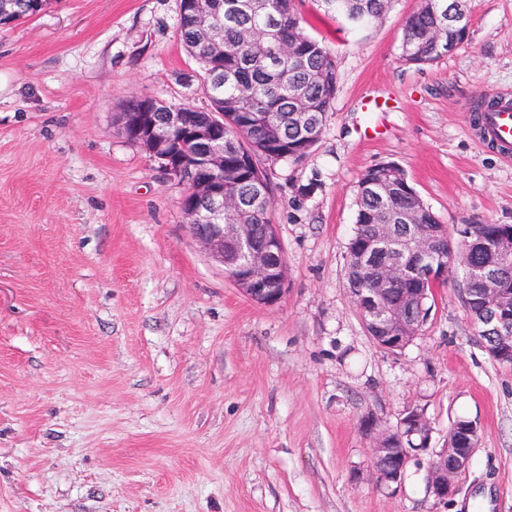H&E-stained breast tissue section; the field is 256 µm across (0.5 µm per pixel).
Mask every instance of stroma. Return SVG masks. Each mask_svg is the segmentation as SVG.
I'll use <instances>...</instances> for the list:
<instances>
[{
    "mask_svg": "<svg viewBox=\"0 0 512 512\" xmlns=\"http://www.w3.org/2000/svg\"><path fill=\"white\" fill-rule=\"evenodd\" d=\"M296 4L338 82L306 158L266 168L287 261L273 307L200 246L183 185L115 122L133 97L209 109L180 0H49L0 29V512H512V365L478 335L462 268L391 352L346 259L359 178L384 162L450 236L512 224V162L471 122L480 92L512 94V0H468V39L420 67L400 57L418 0L357 33ZM411 407L430 448L380 488L361 422L393 429ZM460 416L479 440L441 500L431 453Z\"/></svg>",
    "mask_w": 512,
    "mask_h": 512,
    "instance_id": "35a3bbf8",
    "label": "stroma"
}]
</instances>
